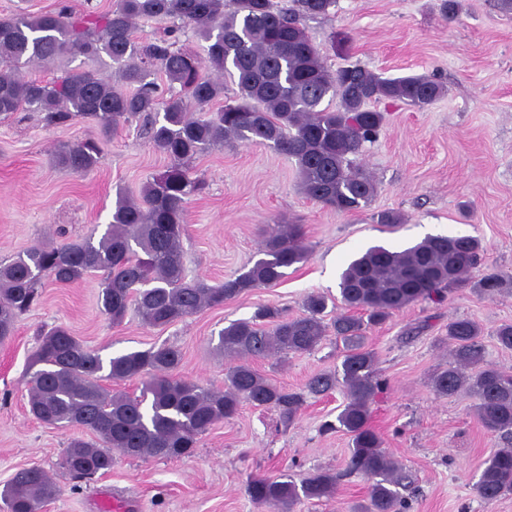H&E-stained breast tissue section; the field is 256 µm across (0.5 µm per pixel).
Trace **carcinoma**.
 Returning a JSON list of instances; mask_svg holds the SVG:
<instances>
[{
	"label": "carcinoma",
	"instance_id": "1",
	"mask_svg": "<svg viewBox=\"0 0 512 512\" xmlns=\"http://www.w3.org/2000/svg\"><path fill=\"white\" fill-rule=\"evenodd\" d=\"M336 0H117L104 12L74 15L68 6L55 12L17 11L0 16V113L32 110L45 113L50 126L75 118L96 123L108 137L119 127L142 124L153 147L170 159L135 198L118 192L112 221L100 237L37 245L8 264H0V344L13 336L18 318L39 303L38 282L79 281L101 274L99 304L112 324L123 322L134 306L143 324L165 328L204 307L252 288H272L287 270L308 258L298 224L280 226L265 238L261 258L222 286L189 279L181 240L190 197L203 189L187 162L222 144L254 142L273 147L295 160L300 186L311 200L338 212L367 206L377 187L360 164L364 143L384 122L372 101L426 107L446 94L434 76L383 77L359 65L330 72L303 20L325 16ZM168 20L165 35L138 41L139 23ZM192 28L207 43L206 56L177 46L179 33ZM83 56L92 62L107 56L136 89L112 86L95 69L66 70L51 80L24 79L20 66ZM216 75L204 73V68ZM159 69L180 94L162 99L151 76ZM238 87L237 97L215 112L194 116L188 101L203 108L224 98V77ZM337 100L336 107L324 105ZM100 147L89 140L62 144L54 154L60 168L76 173L94 169ZM484 248L472 235H431L403 250L372 246L342 271L341 302L350 313L329 324L328 298L307 296L304 313L290 316L262 306L247 319L219 332L218 349L243 359L226 373V388L214 391L178 377L180 350L162 344L105 361L70 330L58 325L40 332L30 364L29 410L39 422L92 433L96 441L71 438L61 467L77 481L112 471L115 455L180 459L191 456L199 439L215 424L238 414L241 403L279 411L288 423L303 396L270 382L246 359L312 352L333 331L343 344L341 370L313 375L307 391L326 395L342 384L347 403L338 425L352 440L346 475L369 481L366 499L351 512H411L412 502L398 487L409 476L384 448L372 426V405L386 380L375 353L365 348L366 330L383 324L394 312L420 301L443 298L471 282L483 265ZM504 275L486 269L475 287L491 294ZM452 362L431 378L439 398L463 394L474 400L482 427L505 440L485 462L474 485L487 502L512 492V374L486 360L481 326L468 318L448 323ZM138 378L141 394L108 391L104 380ZM343 474L318 470L301 482L282 473L254 475L246 492L268 512H292L304 501L329 499ZM59 487L42 468L18 469L0 489L8 512H42Z\"/></svg>",
	"mask_w": 512,
	"mask_h": 512
}]
</instances>
